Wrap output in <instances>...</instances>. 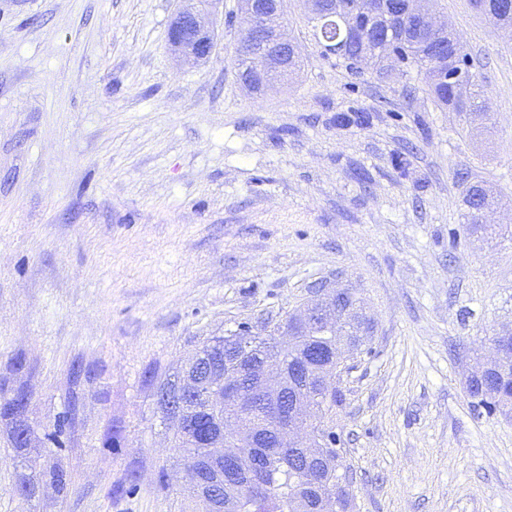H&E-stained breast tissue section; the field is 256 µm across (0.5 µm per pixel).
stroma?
<instances>
[{"instance_id":"stroma-1","label":"stroma","mask_w":512,"mask_h":512,"mask_svg":"<svg viewBox=\"0 0 512 512\" xmlns=\"http://www.w3.org/2000/svg\"><path fill=\"white\" fill-rule=\"evenodd\" d=\"M182 4L0 0V379L34 429L17 448L0 418V512H179L154 380L325 282L372 320L336 410L353 512H512V416L464 383L512 328V35L437 0L490 102L470 133L416 71L323 57L302 0L301 68L261 94L231 61L238 0L200 63L169 49ZM475 181L486 240L462 216ZM475 195H478L479 199L483 203L492 204L494 199V193L492 189L487 186L484 183L476 182L473 184H470L467 186L465 193L463 195V202L465 207L467 208V212L464 214V217L466 219V224H468V230L472 235H476V237H479V234L482 235L484 233H487L489 230V227H487V214L490 210V208H483L481 210V221L485 224H479L477 221L476 216L471 214L468 210V204H474L473 198Z\"/></svg>"}]
</instances>
